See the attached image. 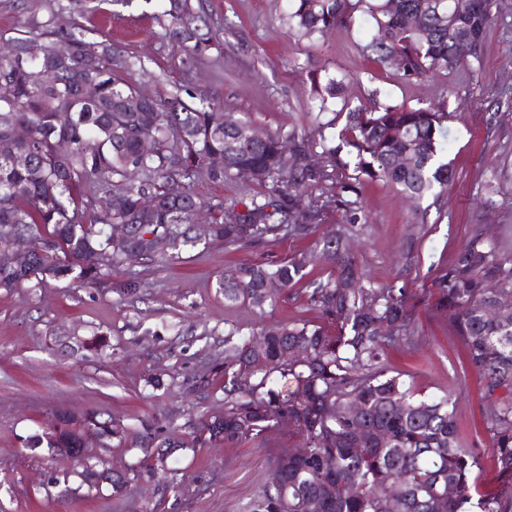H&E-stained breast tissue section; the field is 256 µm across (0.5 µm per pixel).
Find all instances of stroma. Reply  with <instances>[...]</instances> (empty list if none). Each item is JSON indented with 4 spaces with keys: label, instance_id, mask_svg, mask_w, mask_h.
<instances>
[{
    "label": "stroma",
    "instance_id": "stroma-1",
    "mask_svg": "<svg viewBox=\"0 0 512 512\" xmlns=\"http://www.w3.org/2000/svg\"><path fill=\"white\" fill-rule=\"evenodd\" d=\"M185 2L206 36L195 47L172 38L170 0L127 6L118 0H0V43L22 34L59 37L82 25L93 40L144 62L133 72L140 92L167 96L186 87L262 132L314 127L308 77L319 68L346 79L350 107L374 100L445 103L453 174L446 205L427 197L416 206L393 185L367 182L362 198L369 222L351 243L367 276L378 282L392 281L411 259L419 336L414 347L389 350L388 362L418 394L461 390L456 423L460 436L471 439L479 417L475 378L463 376L465 346L425 291L474 225L512 249V99L499 95L512 87V0H493L495 21L473 71L411 81L361 55L365 20L311 39L290 30L289 0ZM308 248L299 240L231 252L215 244L173 263L127 262L97 288L52 281L0 290V512H249L271 476L272 459L295 450L291 431L281 430L262 447L245 441L176 450L174 488L158 487L144 472L124 496L106 483L89 488L65 458L32 447L31 438L60 412L77 418L107 413L115 435H88L87 452L123 472L143 460L135 441L145 431L172 424L191 434L200 412L224 403L225 324L320 320L292 300L261 314L244 305L225 307L218 276ZM131 275L141 283L134 296L118 288ZM99 337L106 349L90 351Z\"/></svg>",
    "mask_w": 512,
    "mask_h": 512
}]
</instances>
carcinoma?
Returning a JSON list of instances; mask_svg holds the SVG:
<instances>
[{
	"mask_svg": "<svg viewBox=\"0 0 512 512\" xmlns=\"http://www.w3.org/2000/svg\"><path fill=\"white\" fill-rule=\"evenodd\" d=\"M359 13L371 22L361 52L382 65L397 58L407 78L459 70L463 38L469 57L479 60L494 23L491 0H292L289 20L312 38L354 26ZM63 39L69 43L64 57L54 41L28 35L0 52V81L12 88L10 98H0V289L51 280L106 284L130 254L156 264L216 243L236 250L308 239L311 251L272 266L237 267L218 279V288L227 307L262 312L293 299L336 327L334 335L303 320L264 324L256 332L225 329L224 407L201 415L189 441L174 426L166 436L146 433L140 447L153 475L167 480L169 448L263 442L286 424L300 446L274 461L251 512H305L313 500L321 512H512V485L493 495L478 492L484 443L498 475L512 480V314L496 321L484 314L512 297V254L475 227L429 291L436 308L449 313L480 384L477 439L464 442L455 426L461 393L450 388L418 397L385 357L418 335L409 304L411 263L377 285L350 247L357 226L367 223L365 183L382 180L413 199H444L448 112L375 102L338 112L310 133L286 135L260 133L248 121L226 127L214 103H190L178 93L150 97L129 112L124 102L138 93L129 81L130 57L89 39L81 27ZM46 68L55 71L51 86L39 78ZM87 83L96 88L91 101L80 94ZM344 92V81L326 71L311 78L310 102L320 111ZM16 125L27 128V138L10 139ZM60 142L67 152L59 151ZM313 152L315 166L305 162ZM23 155L25 163L14 161ZM217 155L224 166L212 164ZM201 177L252 182L262 191L227 207L212 205L192 190ZM147 195L156 201L148 213L140 208ZM100 199L108 209L98 207ZM239 206L240 220L225 221ZM204 211L209 220L199 224ZM333 212L344 223L320 232ZM112 224L128 225L123 241L112 240ZM158 237L171 247L156 251ZM319 255L334 265L325 279L308 277ZM292 347L305 355L286 357ZM110 427L96 412L80 420L60 413L41 439L81 468L89 487L110 478L120 494L138 470L131 468V478L113 475L84 452L87 433L108 438Z\"/></svg>",
	"mask_w": 512,
	"mask_h": 512,
	"instance_id": "obj_1",
	"label": "carcinoma"
}]
</instances>
